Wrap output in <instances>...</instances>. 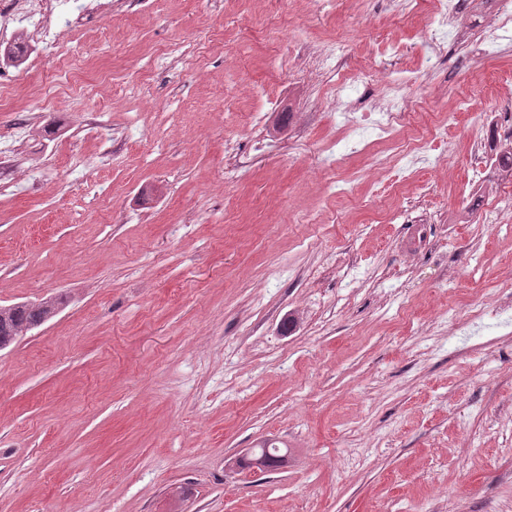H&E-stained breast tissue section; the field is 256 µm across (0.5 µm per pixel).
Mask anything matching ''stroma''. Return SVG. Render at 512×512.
<instances>
[{
  "instance_id": "obj_1",
  "label": "stroma",
  "mask_w": 512,
  "mask_h": 512,
  "mask_svg": "<svg viewBox=\"0 0 512 512\" xmlns=\"http://www.w3.org/2000/svg\"><path fill=\"white\" fill-rule=\"evenodd\" d=\"M485 9L408 92L410 122L449 113L429 139L448 164L399 187L369 170L399 129L323 174L336 81L307 78L296 45L342 41L351 81L382 31L400 48L382 66L422 67L428 0L409 19L382 0L353 18L109 0L71 13L58 64L0 58V305L67 297L0 350V512H512V319L465 322L512 289V222L473 209L503 184L471 144L490 107L512 113V32L486 52ZM174 43L185 55L151 66ZM422 181L437 222L414 252L396 214ZM266 439L287 465L243 466Z\"/></svg>"
}]
</instances>
